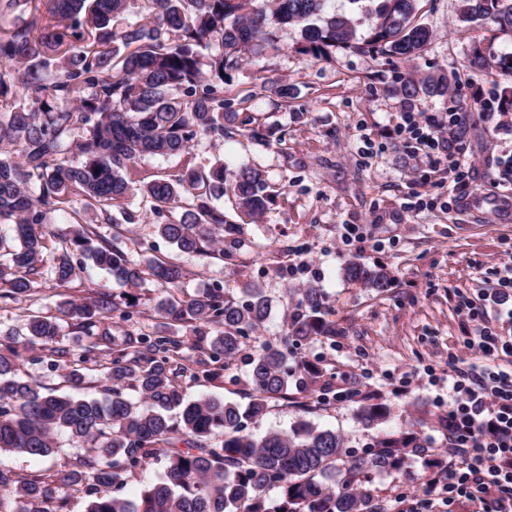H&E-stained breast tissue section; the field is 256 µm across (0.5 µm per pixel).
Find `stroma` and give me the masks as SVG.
<instances>
[{"instance_id": "1", "label": "stroma", "mask_w": 512, "mask_h": 512, "mask_svg": "<svg viewBox=\"0 0 512 512\" xmlns=\"http://www.w3.org/2000/svg\"><path fill=\"white\" fill-rule=\"evenodd\" d=\"M420 7L433 41L410 64L350 51L318 61L298 52L300 31L293 25L275 28L280 52L247 53L233 82L225 85L224 97L231 111L256 114L283 129V141L262 145L238 135L215 142L203 135L187 153L136 161L145 183L176 181L190 167L206 172L219 159L231 171L242 165L259 169L275 200L259 219L239 220L231 256L179 252L160 236L158 226L179 220L182 209L154 214L150 198L139 194L127 205L138 218L134 224L106 223L101 207L86 206L78 194L54 214L45 259L68 249L71 226L81 222L91 225L98 238H116L140 264L180 263L186 271L185 297L220 288L241 300L248 285L264 289L271 301L269 317L244 339L219 376H206L202 352L182 348L187 374L180 384L191 397L207 394L247 406L254 394L248 379L252 358L282 347L284 319L298 310V288L321 285L322 312L336 333L299 343L294 355L323 371L329 400L321 404L315 395L296 390L309 408L307 415L285 401L271 402L266 415L247 420L254 435L289 429L303 416L342 433L348 449L359 455L370 433L354 420L358 397L371 395L388 404L393 426L401 429L414 430L422 418L447 415L454 401L448 391V356L474 333L459 303L465 297L478 299L490 288L488 269L512 266V205L498 202L494 186L502 158L512 155V111L493 115L482 106L488 91L505 84L492 60L512 53V33L489 20L459 22L460 0H421ZM477 50L485 58L479 65L472 61ZM441 71L448 74L446 95L407 100L395 91L403 78L418 80ZM284 83L291 90L285 100L276 93ZM405 112L461 114V147L477 160L467 192L477 203L474 214L453 203L444 174L411 156L395 136ZM415 196L429 200V207L410 208ZM347 224L359 225L364 243L342 244ZM356 258L385 268L393 278L391 288L377 293L346 281L340 267ZM91 292L136 304L131 320L113 319V343L130 333L185 343L194 337L190 326L157 313L166 291L153 278L123 286L88 260L68 287H57L45 273L25 300L0 299V328H21L29 314L56 315L60 301ZM403 376L411 379L404 391L398 388ZM425 483L416 459L406 474L376 476L371 489L376 501L388 506L413 485L421 512H479L478 504L464 498L443 505Z\"/></svg>"}]
</instances>
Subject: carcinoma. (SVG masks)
<instances>
[{"label": "carcinoma", "instance_id": "carcinoma-1", "mask_svg": "<svg viewBox=\"0 0 512 512\" xmlns=\"http://www.w3.org/2000/svg\"><path fill=\"white\" fill-rule=\"evenodd\" d=\"M130 0H0V16L30 8L32 19L0 32V222L10 223L19 248L0 258V298L24 299L40 276L50 215L72 191L90 205L117 208L127 223L126 198L139 190L154 202V213L191 203L182 218L159 225V233L186 253H207L218 230L233 235L235 225L212 203L228 196L240 216L257 218L273 196L260 170L241 166L229 173L216 161L208 175L189 168L175 184L153 181L137 187L131 168L143 156L186 152L199 135L224 138L237 113L225 111L224 85L232 82L254 47L279 50L268 17L300 26V49L314 58L353 51L411 63L432 42L433 33L418 22L420 0H369L373 24L357 36L352 20L329 14L327 0H148L151 20L129 18ZM459 21L491 20L512 32V0H460ZM45 8L57 23L38 37ZM448 91L445 73L405 79L399 92ZM241 134L260 144L282 137L250 119ZM88 225L71 230L72 252L57 256L51 272L57 285L73 281L78 254L125 285H138L144 270L116 243H93ZM150 275L169 297L156 310L173 321L215 324L220 333L207 351L215 376L233 359L241 339L266 320L271 304L257 286L239 303L221 288L180 299L185 270L159 262ZM342 276L377 292L391 287L383 267L347 260ZM307 312L287 319L284 346L331 336L321 316L324 290L309 282L298 289ZM62 316L96 341L76 353L60 339L57 318L32 316L21 331H0V452H18L47 461L57 453L53 435L69 434L76 447L69 467L50 465L31 478L0 469V512H62L57 496L66 486L90 497L86 512H376L370 483L380 473L403 472L410 460L424 469L442 470L430 438L418 431L382 429L350 456L336 430L300 420L287 431L261 437L246 432L245 421L261 416L272 400H288L292 378L300 372L315 385L322 371L304 361L288 364V353L266 350L251 362L254 395L246 410L210 396L184 397L178 378L185 373L177 357L181 342L170 336L128 335L110 345L114 312L129 321L133 312L100 295L80 302L65 300ZM48 351L70 371L66 382L84 383L82 369L100 365L107 354V397L86 400L58 396L20 375L23 353L42 360ZM139 394L134 400L126 390ZM357 424L374 429L392 420L391 408L365 396L354 413ZM222 440H214V436ZM166 459L165 476L145 487L137 500L122 496L131 478ZM278 490L274 500L267 496Z\"/></svg>", "mask_w": 512, "mask_h": 512}]
</instances>
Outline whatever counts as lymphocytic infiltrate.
I'll return each mask as SVG.
<instances>
[{
  "mask_svg": "<svg viewBox=\"0 0 512 512\" xmlns=\"http://www.w3.org/2000/svg\"><path fill=\"white\" fill-rule=\"evenodd\" d=\"M411 154L430 169L448 174L453 189L465 192L476 169L463 157L461 116L403 113L396 128ZM474 336L463 342V355L448 357V387L455 396L448 411L447 470L430 474L427 486L444 504L466 498L482 512H512V336L502 334L497 316L486 306L462 300Z\"/></svg>",
  "mask_w": 512,
  "mask_h": 512,
  "instance_id": "obj_1",
  "label": "lymphocytic infiltrate"
}]
</instances>
